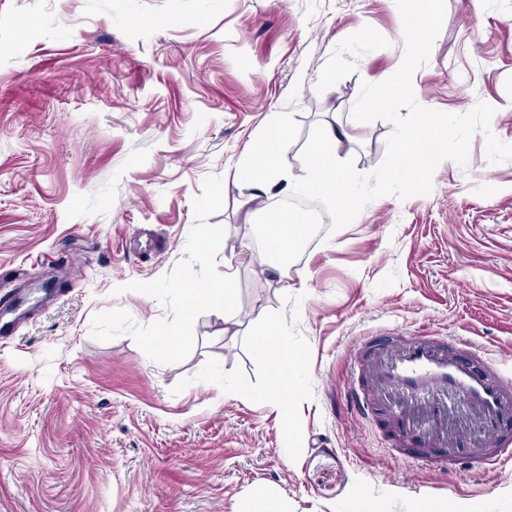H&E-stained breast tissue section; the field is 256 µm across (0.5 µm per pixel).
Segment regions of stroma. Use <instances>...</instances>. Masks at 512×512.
<instances>
[{
    "instance_id": "obj_1",
    "label": "stroma",
    "mask_w": 512,
    "mask_h": 512,
    "mask_svg": "<svg viewBox=\"0 0 512 512\" xmlns=\"http://www.w3.org/2000/svg\"><path fill=\"white\" fill-rule=\"evenodd\" d=\"M399 21L395 0H0V303L59 282L0 330V512H248L260 493L285 512H512V466L413 470L383 442L422 435L346 400L362 336L423 327L512 369V162L475 135L430 194L370 202L280 279L258 272L263 218L241 207V161L275 112L291 178L318 123L352 136L339 155L357 171L380 165L391 124L350 111L400 67ZM412 87L430 109L497 105L512 143V0H446ZM228 254L233 341L177 291L223 286ZM264 321L302 359L288 418L262 395Z\"/></svg>"
}]
</instances>
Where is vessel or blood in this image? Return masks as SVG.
<instances>
[{
    "instance_id": "b4317fda",
    "label": "vessel or blood",
    "mask_w": 512,
    "mask_h": 512,
    "mask_svg": "<svg viewBox=\"0 0 512 512\" xmlns=\"http://www.w3.org/2000/svg\"><path fill=\"white\" fill-rule=\"evenodd\" d=\"M353 367L366 383L363 391L349 395L356 411L365 415L379 406L400 422L421 414L435 436L446 434L452 424L476 421L486 427L512 414V375L463 340L425 329L399 341L366 337L359 342ZM391 453L396 460L417 466L431 462L450 473L463 462L475 473L512 463V448L491 441L471 448L463 462L451 447L437 457L427 448L407 454L395 447Z\"/></svg>"
}]
</instances>
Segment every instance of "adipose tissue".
<instances>
[{"mask_svg": "<svg viewBox=\"0 0 512 512\" xmlns=\"http://www.w3.org/2000/svg\"><path fill=\"white\" fill-rule=\"evenodd\" d=\"M344 129L327 128L316 144L311 155L312 161L308 170L310 187L321 190L335 188L344 181L337 148L345 139ZM288 144V121L286 117H276L267 133L259 135L243 162V179L247 193L244 203L249 215L260 214L265 218L263 235L265 239L274 241L277 254H288L305 231L300 216L290 212H277L266 203L269 186L281 180L278 157ZM236 269L232 259L224 261V287L201 286L183 288L182 293L189 300L204 298L210 300L212 316L223 321L224 334L235 337L237 317L233 311L235 290L232 283ZM255 347L268 356L271 365L269 385L264 393L267 400L279 403L285 408H292L291 378L302 362L299 356L288 349L285 332L275 323L264 324L253 334Z\"/></svg>", "mask_w": 512, "mask_h": 512, "instance_id": "adipose-tissue-1", "label": "adipose tissue"}]
</instances>
